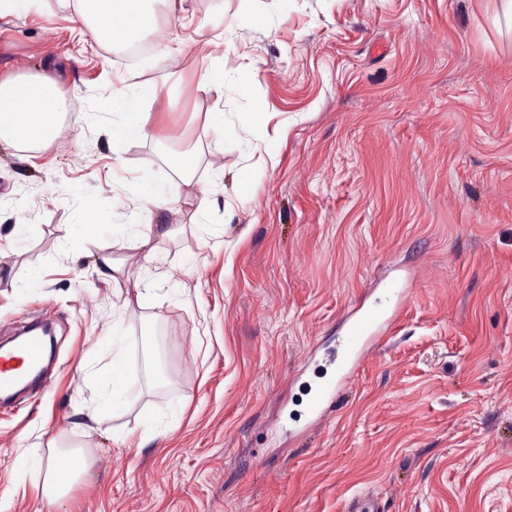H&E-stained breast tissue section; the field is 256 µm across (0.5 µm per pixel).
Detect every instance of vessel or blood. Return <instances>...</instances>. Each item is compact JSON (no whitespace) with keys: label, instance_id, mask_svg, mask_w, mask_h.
<instances>
[{"label":"vessel or blood","instance_id":"obj_1","mask_svg":"<svg viewBox=\"0 0 512 512\" xmlns=\"http://www.w3.org/2000/svg\"><path fill=\"white\" fill-rule=\"evenodd\" d=\"M407 290L398 280L380 288L372 301H359L348 310L341 338L342 352L334 373L316 386L308 403V426L322 422L334 406L336 397L354 377L362 360L381 342L390 323L403 308ZM45 342L38 334L23 337L18 345L0 353V395L18 393L20 385L41 367Z\"/></svg>","mask_w":512,"mask_h":512}]
</instances>
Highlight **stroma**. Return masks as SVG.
I'll list each match as a JSON object with an SVG mask.
<instances>
[{
    "instance_id": "stroma-1",
    "label": "stroma",
    "mask_w": 512,
    "mask_h": 512,
    "mask_svg": "<svg viewBox=\"0 0 512 512\" xmlns=\"http://www.w3.org/2000/svg\"><path fill=\"white\" fill-rule=\"evenodd\" d=\"M502 2L183 0L157 5L136 65L92 39L71 0L0 16V79L50 78L70 105L51 145L0 143V236L14 239L0 336L48 311L57 337L48 383L0 406V512H342L361 493L384 512H512ZM215 70L223 89L202 88ZM127 91L148 118L116 143ZM182 152L188 182L169 163ZM157 189L150 223L178 230L146 262L130 216ZM82 212L84 236H68ZM395 277L405 307L304 429L342 315ZM129 278L149 288L144 305L121 306ZM116 378L132 392L112 412L100 401ZM52 442L86 461L54 504L16 482L24 450Z\"/></svg>"
}]
</instances>
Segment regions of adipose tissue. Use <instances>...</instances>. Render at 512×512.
I'll return each instance as SVG.
<instances>
[{"instance_id":"1","label":"adipose tissue","mask_w":512,"mask_h":512,"mask_svg":"<svg viewBox=\"0 0 512 512\" xmlns=\"http://www.w3.org/2000/svg\"><path fill=\"white\" fill-rule=\"evenodd\" d=\"M78 16L99 42L127 46L141 40L145 30L154 28L155 17L149 0H77ZM66 100L59 96L52 80L20 74L0 80V141L19 148L39 149L55 138ZM51 462H44L40 449H28L16 466L18 483L35 477L36 489L49 501L63 498L74 485L77 474L60 476L57 465L66 461L65 452L51 448Z\"/></svg>"}]
</instances>
